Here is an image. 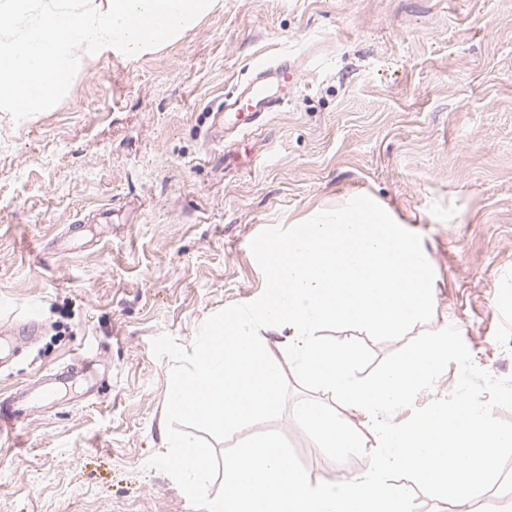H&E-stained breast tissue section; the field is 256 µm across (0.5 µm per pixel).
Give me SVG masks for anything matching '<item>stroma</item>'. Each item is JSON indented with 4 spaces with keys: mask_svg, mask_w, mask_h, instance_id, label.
<instances>
[{
    "mask_svg": "<svg viewBox=\"0 0 512 512\" xmlns=\"http://www.w3.org/2000/svg\"><path fill=\"white\" fill-rule=\"evenodd\" d=\"M301 60L288 106L231 145L213 114L252 68ZM368 195L432 255L434 313L512 375V0H218L153 53L89 60L54 107L0 112V333L36 320L0 395L84 357L0 429V512H195L167 474L171 362L203 322L263 292L250 242ZM311 482L330 460L274 421Z\"/></svg>",
    "mask_w": 512,
    "mask_h": 512,
    "instance_id": "obj_1",
    "label": "stroma"
}]
</instances>
